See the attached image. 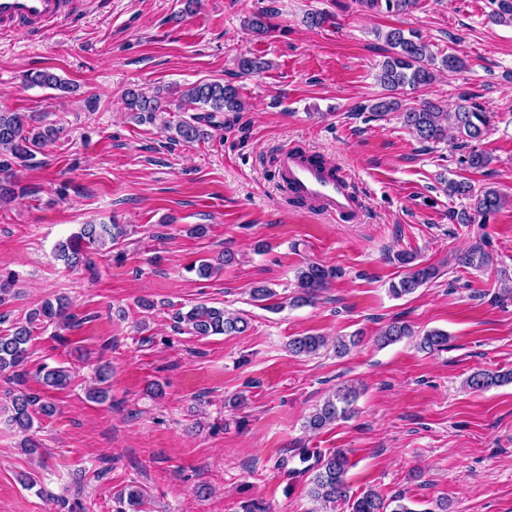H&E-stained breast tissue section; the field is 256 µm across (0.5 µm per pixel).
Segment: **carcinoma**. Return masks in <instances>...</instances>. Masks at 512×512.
<instances>
[{"instance_id": "obj_1", "label": "carcinoma", "mask_w": 512, "mask_h": 512, "mask_svg": "<svg viewBox=\"0 0 512 512\" xmlns=\"http://www.w3.org/2000/svg\"><path fill=\"white\" fill-rule=\"evenodd\" d=\"M371 7L385 4L389 12L407 13L414 9L418 0H365ZM496 9L492 10L489 20L494 23L512 24V0H492ZM385 42L393 53L383 63L379 81L384 87L394 91L406 85L412 87L426 86L433 83L434 71L441 68L456 72L465 67L462 58L448 54L436 56L430 46L415 33L404 34L401 29H391L385 34ZM238 66L244 73H260L270 67L269 62L260 57L242 56ZM29 86L62 89L74 92L76 88L61 81L56 75L39 70L25 74ZM129 116L138 123L152 124L157 115L173 106L177 112H190V119H182L172 125L164 122L166 130H175L177 137L185 142L200 141L208 136L202 123H211L216 114L243 111L239 88L220 81H200L174 92L170 100L159 93L149 95L139 89L129 88L124 94ZM401 111V118L406 127L424 142L440 143L448 132L455 133L456 139L468 145L482 139L489 126L487 112L476 103L458 105L450 112L435 102L427 101L419 107L401 108L395 100H381L371 106L377 113ZM204 115H199V112ZM59 134V128L43 125L23 112L0 109V203L15 197V182L11 169L15 163L25 165L34 153L53 142ZM490 162V157L477 149H471L462 159L470 169H480ZM448 193L452 197L470 200L469 207L456 214L458 223L473 224L476 217L487 216L496 212L501 205L499 194L491 189L478 194L473 192L470 182L465 180L448 181ZM128 236L125 224H84L80 232L58 242L54 248L56 260L62 262L67 270L88 267L91 264L90 250L111 251L126 240ZM397 260L403 271L399 280L391 284L390 292L400 298L414 293L421 286L436 279L439 269L435 265L415 262V256L408 252L397 254ZM460 261L467 267L481 268L487 265L490 257L481 248L476 247L462 256ZM337 276L336 269L318 263H309L297 272V304L312 302L318 293L329 285ZM21 286L19 276L14 271H0V306L9 299L19 295ZM177 319L186 324L195 336L242 334L249 328V321L242 315L230 313L222 307L197 304L186 313L177 314ZM75 314L71 312L68 299L58 297L46 300L32 309L23 323H14L0 331V379L15 385L8 390L10 404L3 407L8 422L22 434L20 447L28 454H35L39 444L34 440V424L38 416L50 417L55 412V405L22 389L29 371V344L34 333L49 326L64 328L74 323ZM411 335L410 328L399 322H392L376 336L375 342L383 347L396 343ZM361 342L360 334L336 337L333 345L320 335L295 336L288 342V350L295 356H314L331 347L336 356L343 357ZM417 346L427 353L447 349L448 334L440 330L426 332L419 338ZM36 376L43 388L58 390L67 387L73 375L71 370L59 366L49 368L45 365L37 368ZM110 367L104 364L98 369L95 384L87 390V398L92 402L103 403L109 395L108 378ZM512 383V370L486 372L476 371L465 380V386L471 390L484 391L494 386ZM360 394V388L350 382L336 387L328 395L320 408L309 417L307 426L320 430L340 420H346L355 413L354 404ZM349 459L342 450L318 458L317 469L311 480L310 495L321 503L322 508L334 512L336 504L343 503L350 512H417L404 503V497L394 496L385 499L374 490H366L356 496L350 494L347 483ZM121 498L139 512L144 505V494L137 486L129 485L121 491Z\"/></svg>"}]
</instances>
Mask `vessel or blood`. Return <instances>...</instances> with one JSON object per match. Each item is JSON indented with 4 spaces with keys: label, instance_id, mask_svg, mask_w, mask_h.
<instances>
[{
    "label": "vessel or blood",
    "instance_id": "b4317fda",
    "mask_svg": "<svg viewBox=\"0 0 512 512\" xmlns=\"http://www.w3.org/2000/svg\"><path fill=\"white\" fill-rule=\"evenodd\" d=\"M78 6V0H0V34L49 29ZM279 169L294 198L348 221L358 217L360 200L350 182L321 160L287 149Z\"/></svg>",
    "mask_w": 512,
    "mask_h": 512
}]
</instances>
